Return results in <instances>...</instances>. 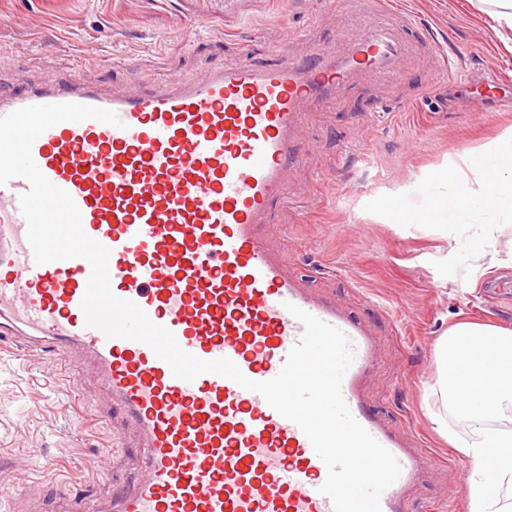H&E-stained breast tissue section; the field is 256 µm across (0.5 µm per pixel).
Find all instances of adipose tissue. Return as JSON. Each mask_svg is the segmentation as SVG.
<instances>
[{
	"instance_id": "adipose-tissue-1",
	"label": "adipose tissue",
	"mask_w": 512,
	"mask_h": 512,
	"mask_svg": "<svg viewBox=\"0 0 512 512\" xmlns=\"http://www.w3.org/2000/svg\"><path fill=\"white\" fill-rule=\"evenodd\" d=\"M485 19L500 46L512 53V0H466ZM449 193L433 194L416 214L419 223L441 213L491 216L512 222V131L479 153L463 152L457 164L439 172ZM439 394L465 434L449 432L455 449L470 460L469 512H512V431L495 420L512 416V329L476 322L451 326L438 349Z\"/></svg>"
}]
</instances>
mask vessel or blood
<instances>
[{
  "instance_id": "obj_1",
  "label": "vessel or blood",
  "mask_w": 512,
  "mask_h": 512,
  "mask_svg": "<svg viewBox=\"0 0 512 512\" xmlns=\"http://www.w3.org/2000/svg\"><path fill=\"white\" fill-rule=\"evenodd\" d=\"M396 54L386 34L366 25L342 58L319 50L298 65L239 64L144 93L51 75L0 89V116L68 102L117 114V127L92 119L50 127L32 157L72 197L85 233L109 249L113 293L183 350L230 359L262 382L303 334L291 307L347 336L353 361L343 398L401 465L381 512H410L434 460L363 395L380 359L370 326L301 287L260 227L286 200L288 173L302 161L296 131L305 113L354 74L381 73ZM28 188L22 178L0 186V338L69 362L76 384L93 379L136 449L134 479L104 499L60 493L55 512H334L320 491L325 463L261 394L213 373L176 378L149 345L87 326L81 301L91 266L81 258L35 263L19 203Z\"/></svg>"
}]
</instances>
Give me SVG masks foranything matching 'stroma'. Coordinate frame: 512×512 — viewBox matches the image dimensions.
Listing matches in <instances>:
<instances>
[{
	"mask_svg": "<svg viewBox=\"0 0 512 512\" xmlns=\"http://www.w3.org/2000/svg\"><path fill=\"white\" fill-rule=\"evenodd\" d=\"M403 2L408 24L382 0H0V86L67 75L146 92L239 62L342 54L365 22L390 35L400 48L394 67L355 75L303 119L304 162L262 233L305 287L371 326L380 362L365 397L438 461L413 512H467L471 464L437 423L436 347L462 318L512 326V223L496 233L503 263L487 274L467 225L389 224L378 213L392 196L402 210L423 208L439 170L512 126L487 85L512 83V54L465 0ZM445 55L480 80L478 90L453 92L440 74ZM95 392L46 354L0 347V512H25L30 494L53 512L60 486L101 498L133 477Z\"/></svg>",
	"mask_w": 512,
	"mask_h": 512,
	"instance_id": "35a3bbf8",
	"label": "stroma"
}]
</instances>
